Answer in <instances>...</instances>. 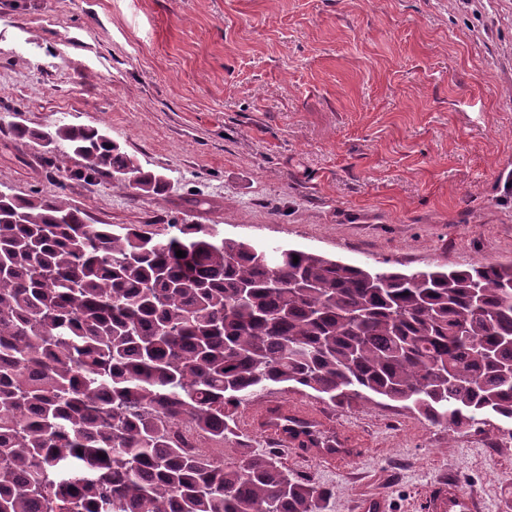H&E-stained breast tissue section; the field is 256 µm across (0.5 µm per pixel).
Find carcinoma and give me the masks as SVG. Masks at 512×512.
Instances as JSON below:
<instances>
[{
  "label": "carcinoma",
  "instance_id": "1",
  "mask_svg": "<svg viewBox=\"0 0 512 512\" xmlns=\"http://www.w3.org/2000/svg\"><path fill=\"white\" fill-rule=\"evenodd\" d=\"M15 133L80 155L86 177L166 186L98 128ZM271 386L451 429L512 422V263L359 266L0 196V512H322L327 492L278 452L227 465L175 437L181 418L238 438V409Z\"/></svg>",
  "mask_w": 512,
  "mask_h": 512
}]
</instances>
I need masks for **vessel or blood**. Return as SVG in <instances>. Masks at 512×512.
<instances>
[{
    "instance_id": "obj_1",
    "label": "vessel or blood",
    "mask_w": 512,
    "mask_h": 512,
    "mask_svg": "<svg viewBox=\"0 0 512 512\" xmlns=\"http://www.w3.org/2000/svg\"><path fill=\"white\" fill-rule=\"evenodd\" d=\"M254 423L259 431L276 440L280 447L290 449L299 447L304 431H322L330 425L327 416L320 411L285 402L267 404L255 417ZM309 454L319 460L335 463L350 458L352 452L346 446L344 433L340 432L334 436L331 447L313 448ZM424 509L425 512H475V499L455 482H443L435 488Z\"/></svg>"
}]
</instances>
